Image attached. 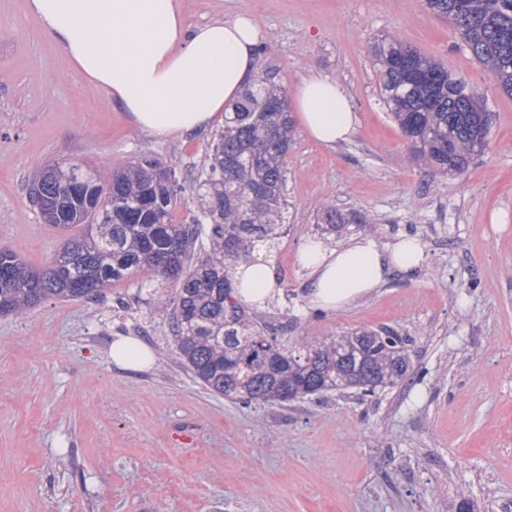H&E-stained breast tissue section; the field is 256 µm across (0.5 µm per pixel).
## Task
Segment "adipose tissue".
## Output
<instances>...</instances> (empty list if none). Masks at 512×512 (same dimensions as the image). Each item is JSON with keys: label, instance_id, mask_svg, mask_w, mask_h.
Masks as SVG:
<instances>
[{"label": "adipose tissue", "instance_id": "ef3b65f1", "mask_svg": "<svg viewBox=\"0 0 512 512\" xmlns=\"http://www.w3.org/2000/svg\"><path fill=\"white\" fill-rule=\"evenodd\" d=\"M42 34L61 47L87 86L106 90L137 128L159 136L198 132L233 103L258 72L262 30L250 15L187 27L178 0H26ZM294 103L305 133L326 146L347 141L357 118L345 89L328 77L301 79ZM416 239L379 250L369 238L299 253L310 304L334 311L369 297L388 273L413 271ZM240 298L264 305L277 285L273 261L235 270Z\"/></svg>", "mask_w": 512, "mask_h": 512}]
</instances>
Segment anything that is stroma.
<instances>
[{
  "mask_svg": "<svg viewBox=\"0 0 512 512\" xmlns=\"http://www.w3.org/2000/svg\"><path fill=\"white\" fill-rule=\"evenodd\" d=\"M192 27L249 12L266 31L258 70L286 90L323 75L348 92L352 138L325 147L297 133L285 162V234L277 291L258 313L285 339L318 342L356 328L410 338L409 379L243 406L206 390L181 363L167 310L138 294L145 272L93 299L0 315V512H456L467 488L480 512H512V98L423 0H179ZM399 35L466 78L495 114L484 152L460 174L425 166L378 96L371 46ZM210 134L136 129L93 90L28 15L0 0V246L29 267L63 245L29 186L51 159L99 169L175 161L173 216L191 223ZM345 223L325 231L321 205ZM415 238L425 262L390 273L369 299L316 313L297 252L308 239ZM121 337L154 364L112 361Z\"/></svg>",
  "mask_w": 512,
  "mask_h": 512,
  "instance_id": "obj_1",
  "label": "stroma"
}]
</instances>
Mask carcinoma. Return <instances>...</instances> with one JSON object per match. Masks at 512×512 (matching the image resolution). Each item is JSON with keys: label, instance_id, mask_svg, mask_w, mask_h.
Instances as JSON below:
<instances>
[{"label": "carcinoma", "instance_id": "carcinoma-1", "mask_svg": "<svg viewBox=\"0 0 512 512\" xmlns=\"http://www.w3.org/2000/svg\"><path fill=\"white\" fill-rule=\"evenodd\" d=\"M459 31L464 49L512 97V0H424ZM382 100L415 153L432 168L461 173L494 122L466 79L397 35L374 43ZM295 141L288 98L269 74L224 110L197 191V216L178 224L177 164L143 159L102 181L99 172L58 162L39 173L30 196L41 220L67 233L49 265L29 268L0 247V315L73 298L93 299L138 270H152L139 290L171 311L176 353L207 390L246 405L344 392L373 397L406 380L409 339L386 329H354L313 347L266 335L259 316L237 296L234 266L255 246L280 239L285 227L283 166ZM83 227L79 234L71 230ZM207 239L206 257L194 259Z\"/></svg>", "mask_w": 512, "mask_h": 512}]
</instances>
